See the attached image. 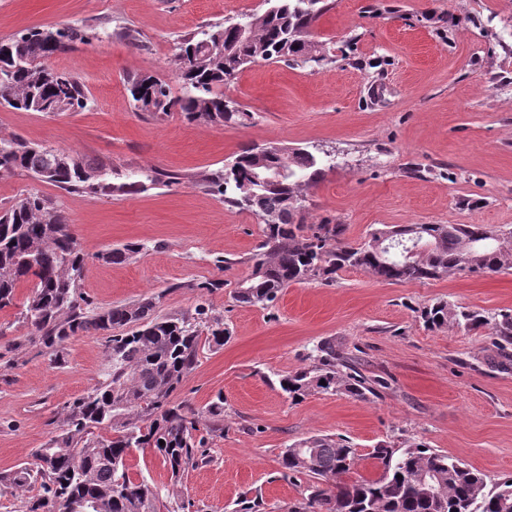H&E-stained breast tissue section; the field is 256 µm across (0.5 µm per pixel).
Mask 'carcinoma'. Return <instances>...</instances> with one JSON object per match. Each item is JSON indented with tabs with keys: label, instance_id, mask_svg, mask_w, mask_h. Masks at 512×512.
<instances>
[{
	"label": "carcinoma",
	"instance_id": "obj_1",
	"mask_svg": "<svg viewBox=\"0 0 512 512\" xmlns=\"http://www.w3.org/2000/svg\"><path fill=\"white\" fill-rule=\"evenodd\" d=\"M327 10L326 0H267V8L247 21L248 39L237 38L226 23L181 38L174 54L181 95H172L169 83L152 74L127 79L126 90L135 109L153 118L179 112L190 123H235L246 109L237 103L224 108V85L256 63L320 64L326 56L311 39V28ZM89 39L90 33L66 27L29 29L0 41V107L44 115L86 108L79 81L46 67L43 60ZM219 44L224 50H213ZM258 161L257 147H246L230 166L204 179L225 204L246 209L263 223V238L251 257L252 274L235 291L242 304H262L291 282L327 281L348 267L386 282L512 271V230L487 224L396 225L356 245L343 242V224H321L306 235L304 190L318 182L324 161L304 148H292L282 180L250 194L246 186L253 183ZM100 170L76 152L0 138V176L24 172L70 194H87L96 191ZM416 239L432 242L431 248L396 257L384 250ZM139 250L127 244L95 258L120 263ZM87 258L66 217L47 197L28 193L0 215V310L19 308L18 321L54 355L72 336H103L110 363L102 382L64 408L59 432L41 449L49 465L0 473V485L24 490L39 484L28 512H160L162 507L180 512L184 506L175 504L177 483L196 464L195 449L204 446L205 437L194 435L199 414L170 406V397L198 361L200 328L207 324L209 308L201 303L191 315H160L154 297L101 308L80 291ZM24 285L28 292L19 302L18 289ZM422 317L431 329L488 327L498 349L512 346V314L492 321L440 300ZM317 352L315 365L280 380L293 401L313 391L358 400L376 394L380 381L365 375L334 345L322 343ZM206 415L207 433L220 430L222 396L211 401ZM146 448L161 456L172 484L129 474L130 452ZM76 456L80 471L73 464ZM355 457L356 449L341 437L314 436L288 446L282 467L290 475L305 473L317 480L305 505L288 512H435L434 497L423 482L426 473L441 485L443 512H512V478L490 487L484 475L422 444L402 451L385 444L373 448L371 458L381 468L376 477H351Z\"/></svg>",
	"mask_w": 512,
	"mask_h": 512
}]
</instances>
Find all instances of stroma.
<instances>
[{"instance_id": "35a3bbf8", "label": "stroma", "mask_w": 512, "mask_h": 512, "mask_svg": "<svg viewBox=\"0 0 512 512\" xmlns=\"http://www.w3.org/2000/svg\"><path fill=\"white\" fill-rule=\"evenodd\" d=\"M264 0H0V39L30 28H95L98 36L50 58L73 74L90 102L42 115L0 107V136L19 137L99 163L96 194H69L17 173L0 177V209L26 193L50 197L90 253L82 282L101 307L147 296L157 311L194 309L209 296L223 345L199 343L198 363L171 397L204 411L224 397V430L208 436L206 463L178 489L188 512H287L314 484L284 476L281 455L311 436L348 439L355 474L375 475L381 442L424 444L495 482L512 477V355L489 329L425 326L424 307L444 300L486 316L512 313V273L453 274L425 283L377 279L345 268L331 282L289 284L274 301L235 299L252 271L262 225L228 207L203 182L243 148L280 144L324 157L322 178L305 192V224H342L358 244L403 224L512 227V0H330L311 29L331 59L311 66L257 64L224 90L251 112L245 124L214 126L173 112H136L128 77L150 73L172 84L181 36L262 12ZM131 27L138 45L115 38ZM151 170L181 184L142 186ZM141 249L120 264L99 251ZM379 379L376 397L314 392L298 403L282 375L309 367L318 343ZM104 339L74 336L54 359L17 310H0V472L30 462L55 432L62 409L102 380Z\"/></svg>"}]
</instances>
